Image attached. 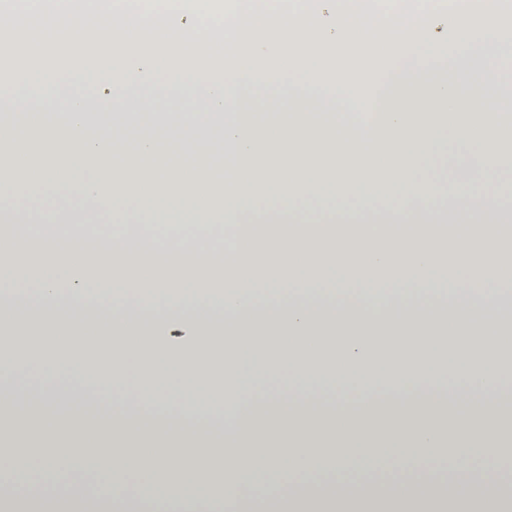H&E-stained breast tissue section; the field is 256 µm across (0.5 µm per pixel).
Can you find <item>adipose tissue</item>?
<instances>
[{
	"mask_svg": "<svg viewBox=\"0 0 512 512\" xmlns=\"http://www.w3.org/2000/svg\"><path fill=\"white\" fill-rule=\"evenodd\" d=\"M329 2L324 12L312 0H203L205 64L193 73L20 69L0 83V131L13 144L0 187L31 200L106 203L127 227L103 242L30 238L21 230L31 209L1 207L11 232L0 250V292L12 299V318L0 336L38 327L67 337L41 363L79 399L90 383L113 389L130 361L159 359L223 399L227 433L212 438L185 410L156 419L146 438L139 411L119 401L92 423L48 415L52 431L68 434L46 449L47 464L85 461L115 481L94 496L49 481L32 493L20 459L0 478V512H145L120 480L127 473L162 489L163 512H203L226 478L252 483V471L226 450L230 440L248 443L264 475L289 467L322 478L305 491L237 497L242 512H512V484L500 477L512 470V435L496 424L512 407V383L486 330L489 315L512 306V268L495 249L512 244V201L494 193L512 176V114L504 110L512 79L472 98L470 112L454 110L466 77L487 76L489 60L512 61V0H454L445 14L425 0ZM330 53L339 64L326 65ZM84 84L108 94L77 93ZM150 90L204 109L159 111L146 103ZM111 94L121 100L116 115ZM448 121L457 142L481 144L467 162L442 152L444 168L465 163L476 185L466 197L444 190L442 171L425 170L432 135ZM268 124L285 154L273 155ZM136 128L173 134L187 152L206 131L223 132L233 183L220 196L187 186L175 164L157 165L149 140L135 174L113 169L116 141ZM30 132L69 158L112 168L111 183L94 174L71 181L52 160L33 163ZM136 182L195 200L203 228L221 226L243 247L204 256L186 238L155 248L129 230L150 221L125 204ZM385 184L399 206L356 197L357 188ZM161 323L176 326L178 338L157 344ZM229 330L239 346L263 350V366L292 371L297 390L258 394L245 383L251 363L242 353L215 359ZM268 336L291 345L266 346ZM443 362L456 385L441 382ZM193 445L223 455L222 475L199 466ZM443 451L469 457L468 478L485 481L487 493L462 494L455 476L440 481L433 461ZM347 470L385 478L356 484L344 479ZM189 477L204 496L185 492ZM401 482L422 491L399 494Z\"/></svg>",
	"mask_w": 512,
	"mask_h": 512,
	"instance_id": "ef3b65f1",
	"label": "adipose tissue"
}]
</instances>
